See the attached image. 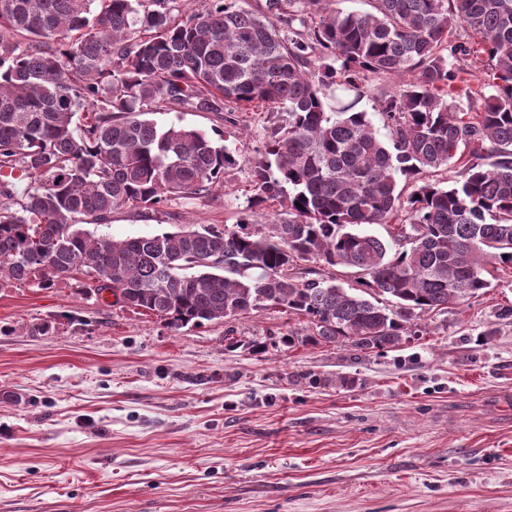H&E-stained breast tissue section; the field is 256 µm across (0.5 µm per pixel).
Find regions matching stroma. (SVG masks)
Segmentation results:
<instances>
[{
    "label": "stroma",
    "mask_w": 512,
    "mask_h": 512,
    "mask_svg": "<svg viewBox=\"0 0 512 512\" xmlns=\"http://www.w3.org/2000/svg\"><path fill=\"white\" fill-rule=\"evenodd\" d=\"M152 118L238 162L98 233L235 229L284 113ZM84 287H0V512H512V273L372 353L288 343L307 321L275 307L174 328Z\"/></svg>",
    "instance_id": "35a3bbf8"
}]
</instances>
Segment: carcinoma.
<instances>
[{
    "label": "carcinoma",
    "mask_w": 512,
    "mask_h": 512,
    "mask_svg": "<svg viewBox=\"0 0 512 512\" xmlns=\"http://www.w3.org/2000/svg\"><path fill=\"white\" fill-rule=\"evenodd\" d=\"M170 2L0 0V171L30 178L20 196L0 179V286L82 275L173 327L277 307L307 319L301 341L366 353L512 269V0H370L348 14L205 0L184 20ZM299 2L318 17L302 30L285 11ZM458 25L474 41L451 40ZM368 73L402 80L378 99L387 143L354 104L326 111L327 82L358 100ZM225 101L288 113L252 162V205L276 207L262 229H88L221 182L232 149L146 115ZM467 147L478 160L457 180H430ZM390 222L388 241L364 230ZM311 262L356 269L357 287Z\"/></svg>",
    "instance_id": "carcinoma-1"
}]
</instances>
